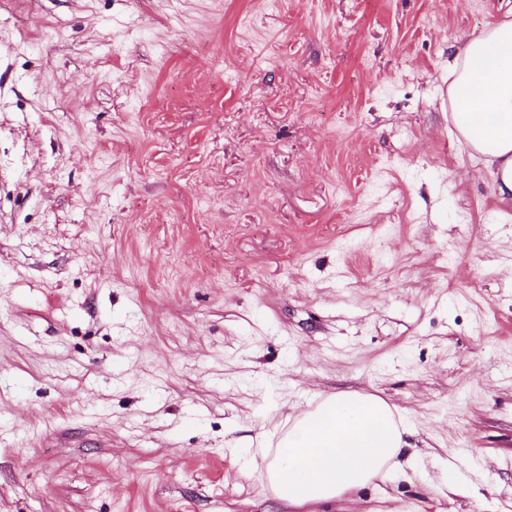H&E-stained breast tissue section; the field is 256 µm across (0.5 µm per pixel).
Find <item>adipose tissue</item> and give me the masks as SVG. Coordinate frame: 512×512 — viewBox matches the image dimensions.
Returning a JSON list of instances; mask_svg holds the SVG:
<instances>
[{
    "label": "adipose tissue",
    "instance_id": "1",
    "mask_svg": "<svg viewBox=\"0 0 512 512\" xmlns=\"http://www.w3.org/2000/svg\"><path fill=\"white\" fill-rule=\"evenodd\" d=\"M452 121L495 168L500 202H512V20L490 22L448 62ZM403 419L382 399L339 393L296 414L258 471L293 506L340 500L396 466L410 443Z\"/></svg>",
    "mask_w": 512,
    "mask_h": 512
}]
</instances>
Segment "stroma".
Instances as JSON below:
<instances>
[{"label": "stroma", "mask_w": 512, "mask_h": 512, "mask_svg": "<svg viewBox=\"0 0 512 512\" xmlns=\"http://www.w3.org/2000/svg\"><path fill=\"white\" fill-rule=\"evenodd\" d=\"M506 0H0V512H512V205L448 54ZM415 462L293 507L326 395Z\"/></svg>", "instance_id": "stroma-1"}]
</instances>
